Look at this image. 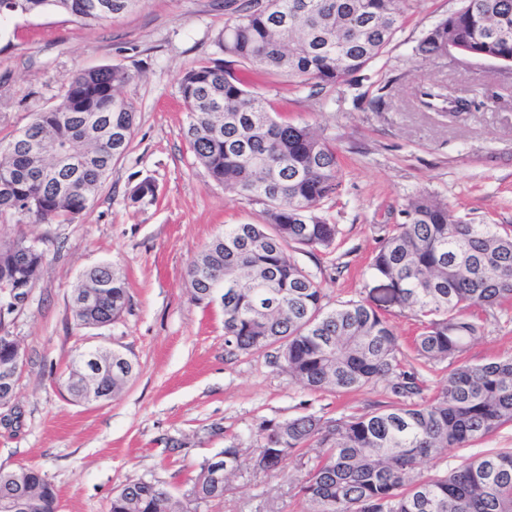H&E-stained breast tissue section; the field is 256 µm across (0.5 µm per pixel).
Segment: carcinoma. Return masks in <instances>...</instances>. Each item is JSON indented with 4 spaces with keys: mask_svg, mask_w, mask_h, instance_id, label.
<instances>
[{
    "mask_svg": "<svg viewBox=\"0 0 512 512\" xmlns=\"http://www.w3.org/2000/svg\"><path fill=\"white\" fill-rule=\"evenodd\" d=\"M144 0H0V12L54 10L90 25ZM105 3L107 8L99 9ZM401 0H224L228 18L214 44L220 57L186 71L178 90L188 112L186 138L210 177L266 206L265 224H232L192 259L193 299L224 278V336L229 351L273 347L292 380L309 390L350 393L385 384L391 404L339 419L302 415L257 430V470L276 469L303 448L316 463L299 493L308 512H512V450L464 459L442 475L418 472L425 459L467 448L512 424V357L472 364L464 357L485 334L473 309L512 304V228L456 217L448 203L410 200L370 263L387 281L392 301L420 324L413 349L420 365L400 358L390 321L366 300L333 309L312 274L287 255L293 246L329 251L337 225L324 210L342 183L335 147L306 123L282 120L268 101L231 71L235 62L299 85L336 87L363 71L389 44L401 21ZM450 45L470 56L512 66V0H461L426 31L416 48L440 57ZM130 80L119 65L79 68L64 82L59 104L35 115L0 145V217L71 223L89 206L112 165L128 150L136 112L119 94ZM423 88L420 103L460 100ZM145 178L128 192L134 206L156 200ZM44 252L25 237L0 245V290L38 280ZM106 288L76 325L101 327L126 310L120 269L93 267L79 290ZM448 362L446 384L430 389L422 368ZM136 375L134 362L101 379L111 395ZM224 476L244 464L240 448L219 452ZM194 485L204 503L224 486L200 465ZM36 494L55 512L56 494L40 471H0V494ZM110 512H184L182 500L158 482L124 484Z\"/></svg>",
    "mask_w": 512,
    "mask_h": 512,
    "instance_id": "1",
    "label": "carcinoma"
}]
</instances>
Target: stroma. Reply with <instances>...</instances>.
I'll use <instances>...</instances> for the list:
<instances>
[{"label": "stroma", "mask_w": 512, "mask_h": 512, "mask_svg": "<svg viewBox=\"0 0 512 512\" xmlns=\"http://www.w3.org/2000/svg\"><path fill=\"white\" fill-rule=\"evenodd\" d=\"M459 5L406 0L384 52L335 88L284 77L258 82L242 65L231 66L280 117L323 132L339 156L342 184L326 205L339 230L336 247L291 253L321 283L327 307L377 298L371 258L419 194L447 201L473 223L512 225V70L485 59L415 54L423 33ZM225 20L224 0H145L92 25L52 11L0 24V142L55 104L78 68L124 67L131 79L120 92L136 112L127 153L74 223L0 218V243L23 236L45 252L26 305L6 321L25 358L13 421L0 409V470H39L56 491V512H109L117 490L141 478L182 487L233 442L254 456L264 421L338 418L390 403L381 383L348 394L293 383L272 348L229 353L222 306L192 299L188 263L225 226L266 221L262 204L210 178L182 135L188 115L179 80L214 58ZM425 83L450 86L475 104L456 114L426 109L415 98ZM147 177L157 185L156 202L131 206L130 188ZM105 263L120 267L129 306L109 325L76 327L72 292L84 271ZM484 320L485 335L467 360L512 356V305ZM90 348L123 352L138 375L113 398L78 403L64 380L75 355ZM505 448H512V425L449 449L421 471L446 472L465 457ZM313 464V452L304 450L276 470L244 466L203 512H306L299 488Z\"/></svg>", "instance_id": "1"}]
</instances>
